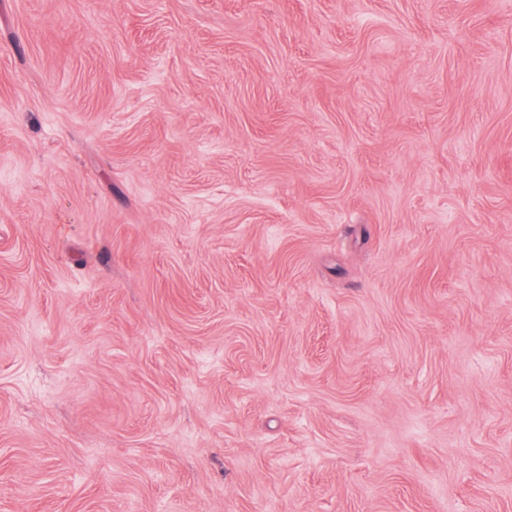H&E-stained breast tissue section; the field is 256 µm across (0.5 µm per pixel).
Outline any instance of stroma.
Wrapping results in <instances>:
<instances>
[{"instance_id":"35a3bbf8","label":"stroma","mask_w":512,"mask_h":512,"mask_svg":"<svg viewBox=\"0 0 512 512\" xmlns=\"http://www.w3.org/2000/svg\"><path fill=\"white\" fill-rule=\"evenodd\" d=\"M0 512H512V0H0Z\"/></svg>"}]
</instances>
